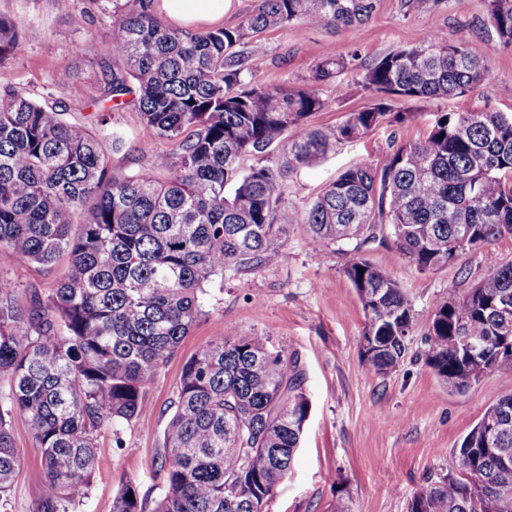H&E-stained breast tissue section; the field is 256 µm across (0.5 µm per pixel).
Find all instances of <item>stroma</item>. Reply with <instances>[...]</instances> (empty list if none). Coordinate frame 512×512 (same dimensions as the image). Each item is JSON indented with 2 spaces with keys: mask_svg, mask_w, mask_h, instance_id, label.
Here are the masks:
<instances>
[{
  "mask_svg": "<svg viewBox=\"0 0 512 512\" xmlns=\"http://www.w3.org/2000/svg\"><path fill=\"white\" fill-rule=\"evenodd\" d=\"M84 18L75 26L73 15ZM484 0H447L446 6L406 12L401 0H381L375 17L359 29H309L288 25L257 39L249 66L254 80L269 86L307 84L323 59L351 50L375 58L419 44L434 33L447 42L482 40L490 79L460 97L417 103V119L393 128L380 126L338 145L319 163L285 179L290 213L301 214L336 175L356 163L376 160L390 141L419 139L438 112H512V49L483 30ZM0 16L19 25L21 54L0 68V87L12 85L40 100L68 105L70 121L86 125L111 157L112 169L129 173L150 167L156 156L174 150L171 141L148 137L140 115L112 112L99 123L91 97L108 56L105 37L112 28L110 0H71L62 11L57 0H0ZM329 108L313 114L312 126L328 130L368 106L359 70L342 73L338 83L319 87ZM120 146H113V136ZM360 255L395 279L413 304V330L400 365L382 376L362 350L364 313L344 273L350 256L337 246L311 248L303 224L288 229L282 261L273 267L225 275L204 297V314L150 388L149 410L120 432L103 428L102 456L87 500L70 512H112L120 481L131 482L147 512L165 487L157 473L163 432L185 361L214 336L268 337L283 357H298L305 371L303 390L311 403L303 443L287 480L269 503V512H331L344 497L351 512H407L413 493L440 472L453 448L502 396L512 394V371H490L466 392L441 383L421 354L424 334L440 297L466 295L492 266L512 262V237L462 254L447 267L419 272L394 244H372ZM67 270L66 262L44 266L18 259L0 266L20 305L32 294L48 296ZM11 433L21 467L0 512H33L43 483L40 450L26 419L14 415Z\"/></svg>",
  "mask_w": 512,
  "mask_h": 512,
  "instance_id": "1",
  "label": "stroma"
}]
</instances>
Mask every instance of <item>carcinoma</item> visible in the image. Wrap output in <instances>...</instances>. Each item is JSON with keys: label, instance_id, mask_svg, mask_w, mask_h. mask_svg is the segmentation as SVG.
<instances>
[{"label": "carcinoma", "instance_id": "carcinoma-1", "mask_svg": "<svg viewBox=\"0 0 512 512\" xmlns=\"http://www.w3.org/2000/svg\"><path fill=\"white\" fill-rule=\"evenodd\" d=\"M380 0H255L236 27L178 29L154 0H112V31L93 101L128 105L143 130L175 149L152 166L116 174L100 141L7 84L0 92V257L69 272L27 308L0 279V499L21 465L10 419L24 416L41 452L44 481L34 512H69L90 493L104 452L97 432L148 410L146 395L202 312L201 295L224 272L277 265L290 225L283 180L344 141L413 122L406 103L459 97L489 81L479 40L434 34L367 61L354 50L323 59L313 82L363 71L373 103L329 133L310 117L329 107L313 86L245 81L243 47L274 28H359ZM484 24L512 46V0H485ZM23 50L17 23L0 16V67ZM422 137L391 143L382 157L350 166L305 208L313 247L388 240L422 272L512 236V113L436 112ZM292 132L288 155L268 148ZM252 158L253 163L243 165ZM364 312L363 349L379 374L406 355L412 304L397 281L358 256L345 267ZM493 370H512V263L465 296L439 298L425 334L426 364L458 392L471 387L466 342ZM298 358L268 337L214 336L182 367L158 472L153 512H268L291 471L311 403ZM133 499H128V496ZM112 512H144L121 483ZM407 512H512V394L501 397L448 455Z\"/></svg>", "mask_w": 512, "mask_h": 512}]
</instances>
